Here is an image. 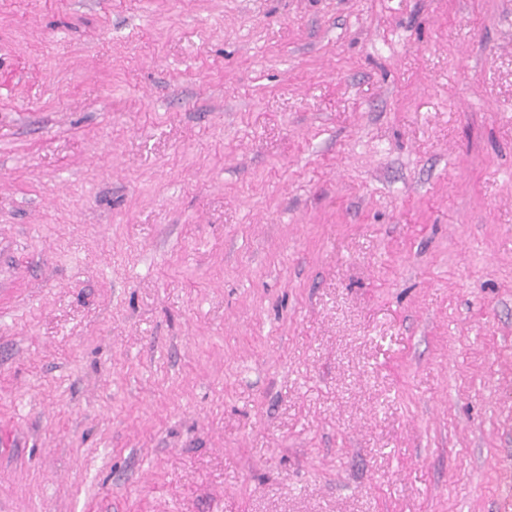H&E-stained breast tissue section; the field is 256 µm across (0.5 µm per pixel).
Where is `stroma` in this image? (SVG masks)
<instances>
[{
	"instance_id": "1",
	"label": "stroma",
	"mask_w": 512,
	"mask_h": 512,
	"mask_svg": "<svg viewBox=\"0 0 512 512\" xmlns=\"http://www.w3.org/2000/svg\"><path fill=\"white\" fill-rule=\"evenodd\" d=\"M0 512H512V0H0Z\"/></svg>"
}]
</instances>
